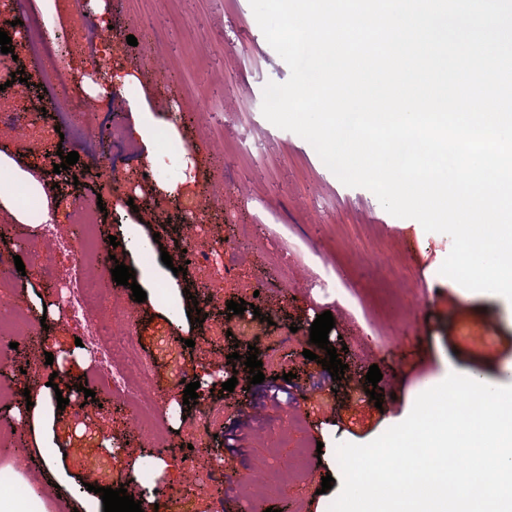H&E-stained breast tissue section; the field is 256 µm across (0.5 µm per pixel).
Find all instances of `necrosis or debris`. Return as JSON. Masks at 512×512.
<instances>
[{
  "mask_svg": "<svg viewBox=\"0 0 512 512\" xmlns=\"http://www.w3.org/2000/svg\"><path fill=\"white\" fill-rule=\"evenodd\" d=\"M46 108L78 116L84 127H92L94 116L84 108L76 86H64L58 71L41 75ZM72 223L84 229V249L77 256L67 282L59 289L65 314L80 329L79 337L90 357V369L109 395L122 400L130 410L135 425L164 447L165 420L151 388L153 365L137 348L132 336L135 315L103 284L101 258L107 250L95 236L98 214L84 201H76L71 211ZM108 306L107 319L94 318L93 311Z\"/></svg>",
  "mask_w": 512,
  "mask_h": 512,
  "instance_id": "1",
  "label": "necrosis or debris"
}]
</instances>
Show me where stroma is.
<instances>
[{"instance_id": "stroma-1", "label": "stroma", "mask_w": 512, "mask_h": 512, "mask_svg": "<svg viewBox=\"0 0 512 512\" xmlns=\"http://www.w3.org/2000/svg\"><path fill=\"white\" fill-rule=\"evenodd\" d=\"M106 3V16L86 13V38L62 71L71 81L90 80L96 48L109 42L116 48L114 68L134 74L135 83L107 107L85 96L97 117L95 130L77 127L57 112L43 120L63 133L64 152H78L70 173L92 168L97 183L62 182L52 167L39 163L27 126L0 124V154L45 190V198L30 199V208L50 203L62 234L74 237L72 250L45 251L41 263H33L30 254L41 240L0 203V225H12L17 240L26 244L21 250L0 239V252L20 256L25 265L24 272L13 269L0 277V298L25 309L53 305L45 286L67 276L75 250L83 245L69 222L73 203L100 198V181L117 178V191L102 198L107 216L98 226L99 236H116V260L137 267L138 257L128 246L135 229L158 237L174 267L185 269L178 276L172 269L164 272L182 291L183 315L175 322L153 301L136 302L130 287L117 290L137 316L135 341L157 361L155 393L167 419L166 447L157 449L135 425L113 417L106 397L96 393L80 409L65 407L55 425L42 427L61 453L55 475L40 460L18 461V448L7 443L15 411L0 402V469L13 467L23 481L46 487L44 512H53L58 499L73 512L91 485L123 488L137 498L151 489L163 504L189 491L199 473L194 451L206 447L224 463L223 512H323L342 487L337 444L368 443L403 421L416 397L444 380L449 369L506 382L512 367V304L495 295L461 296L437 275L452 247L448 235L392 216L368 189L345 186L308 141L263 116L264 86L287 81L290 70L266 41L250 0ZM77 16L75 10L56 8L55 0H24L20 11L0 14V31L12 41L26 31L50 36L40 59L20 62L24 82L10 84L0 75V111L12 105L41 110L36 74L58 63L51 35L73 28ZM130 35L136 45H128ZM142 112L161 120L151 141L132 151L113 143L109 158L96 164L112 121L127 128ZM171 112L191 114L192 126L180 139L196 147V154H182L175 146L162 123ZM150 152L155 155L151 165L145 161ZM188 177L207 188L194 222L174 201L149 199L158 185H177ZM228 225L233 234L227 236L222 263L204 261L202 250L225 236ZM187 238L197 240L200 254H178ZM201 286L211 301L201 307L203 322L192 325L186 317L193 307L189 293ZM372 288H389L395 295L375 317L367 297ZM239 299L259 307L264 317L249 336L237 334L239 318L227 310L228 302ZM326 311L335 322L328 339L346 365L340 379L303 355L311 324ZM162 335L187 371L208 368L218 376L211 389L200 391L197 407L187 408L183 384L169 381L171 363L157 351ZM252 346L259 350L265 383L254 393L223 391L231 370L245 372L242 357ZM235 352L239 361L228 363ZM374 364L382 373L377 402L365 379ZM5 367L0 389L17 393L30 382L45 386L57 370L25 338ZM286 373L293 376L288 393L270 398L268 380ZM311 377L318 387H307ZM203 404L214 410L213 418L202 417ZM160 459L165 469H158ZM272 474L278 479L273 491L251 496L250 487ZM327 475L334 482L325 490L321 479Z\"/></svg>"}]
</instances>
